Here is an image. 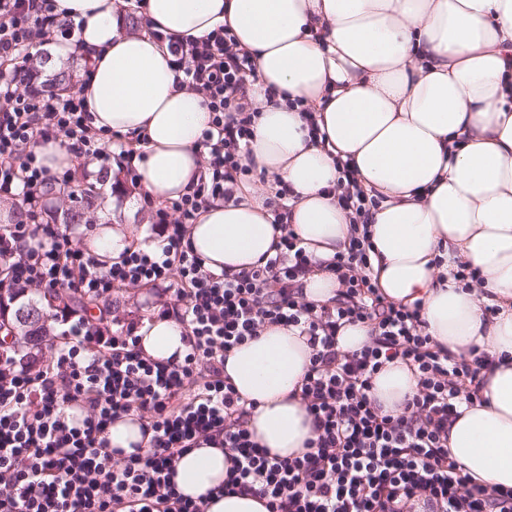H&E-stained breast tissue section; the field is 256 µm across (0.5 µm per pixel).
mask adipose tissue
I'll return each instance as SVG.
<instances>
[{
  "instance_id": "ef3b65f1",
  "label": "adipose tissue",
  "mask_w": 512,
  "mask_h": 512,
  "mask_svg": "<svg viewBox=\"0 0 512 512\" xmlns=\"http://www.w3.org/2000/svg\"><path fill=\"white\" fill-rule=\"evenodd\" d=\"M56 5L82 24L76 49L92 74L77 90L94 127L146 137L139 185L160 200L193 192L211 120L201 95L177 85L166 41L232 28L259 75L244 162L288 185L283 221L321 264L303 280L306 300L324 304L339 292L322 266L351 237L337 202L342 160L379 201L368 221L377 287L390 301L421 302L426 333L450 352L488 355L482 401L453 424L448 449L470 482L512 488V0H142L139 33L125 29L123 0ZM244 192L236 204L210 202L188 227V243L215 272L251 268L279 242L264 192ZM139 237L134 225L102 224L88 249L113 264ZM460 263L481 287L453 280ZM185 334L175 317L155 315L137 346L174 367ZM310 354L296 328L269 325L224 363L256 403L246 428L282 458L302 455L313 437L297 394ZM415 386L405 365L391 363L373 396L396 412ZM229 467L223 449L204 445L177 461L172 482L183 496L206 497L205 512H266L250 495L212 496Z\"/></svg>"
}]
</instances>
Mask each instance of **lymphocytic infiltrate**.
I'll return each instance as SVG.
<instances>
[{
    "instance_id": "lymphocytic-infiltrate-1",
    "label": "lymphocytic infiltrate",
    "mask_w": 512,
    "mask_h": 512,
    "mask_svg": "<svg viewBox=\"0 0 512 512\" xmlns=\"http://www.w3.org/2000/svg\"><path fill=\"white\" fill-rule=\"evenodd\" d=\"M75 35L56 0H0V67L16 69L38 46ZM169 50L179 85L200 94L213 114L199 141L203 169L192 193L166 203L145 197L160 244L108 268L46 220L52 175L34 146L58 139L96 166L100 183L115 169L135 175L142 150L94 130L77 94L22 92L13 79L0 80V197L27 213L26 223L0 225L7 269L0 289L71 288L105 303L119 286L172 281L175 299L163 308L184 324L188 345L183 365L170 369L143 357L136 337L114 331L106 315L66 310L46 365L34 369L17 352L1 351L0 512H204L170 478L183 454L208 444L231 462L219 493L258 497L267 512H512L511 488L469 483L448 450L460 407L480 399L486 357L453 355L426 333L420 304L388 301L375 287L366 224L376 202L348 165L340 167L338 200L360 230L327 266L338 299L320 305L303 295L316 262L281 224L284 187L265 200L282 227L275 255L232 275L206 269L185 240L187 228L210 201L234 200L252 173L243 158L258 71L226 27ZM347 323L367 325L370 343L341 350L337 336ZM268 325L299 328L312 350L300 399L314 437L295 458L270 455L253 440L245 419L255 403L224 376L228 353ZM395 362L417 383L400 413L390 414L372 390ZM130 413L141 420L146 446L110 447L109 425Z\"/></svg>"
}]
</instances>
